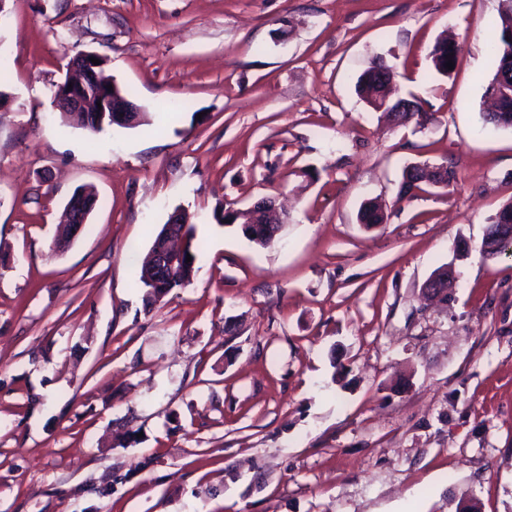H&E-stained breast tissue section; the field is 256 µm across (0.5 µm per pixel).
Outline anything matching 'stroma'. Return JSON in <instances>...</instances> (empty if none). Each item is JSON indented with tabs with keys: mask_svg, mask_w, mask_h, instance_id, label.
I'll return each mask as SVG.
<instances>
[{
	"mask_svg": "<svg viewBox=\"0 0 512 512\" xmlns=\"http://www.w3.org/2000/svg\"><path fill=\"white\" fill-rule=\"evenodd\" d=\"M500 10L0 0V512H512V254L479 251L512 200V128L483 120ZM81 51L148 125L64 121ZM375 60L430 123L358 97ZM413 165L456 180L401 195ZM263 197L287 211L267 247L216 218ZM178 207L196 274L149 303L138 258ZM460 52V46L457 42H448V39L438 41L431 51V61L434 71L441 76L450 77L453 70L446 68L449 60L456 64L457 56Z\"/></svg>",
	"mask_w": 512,
	"mask_h": 512,
	"instance_id": "stroma-1",
	"label": "stroma"
}]
</instances>
